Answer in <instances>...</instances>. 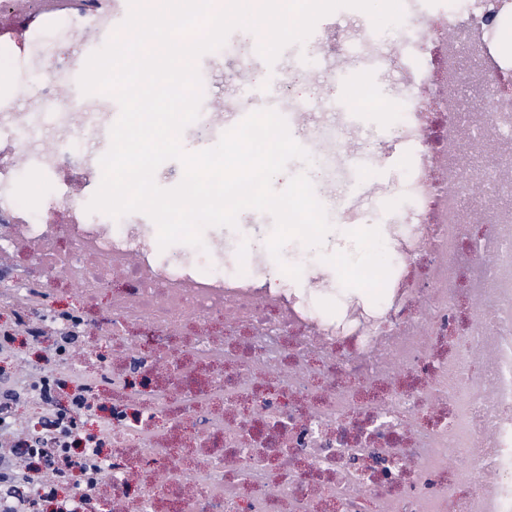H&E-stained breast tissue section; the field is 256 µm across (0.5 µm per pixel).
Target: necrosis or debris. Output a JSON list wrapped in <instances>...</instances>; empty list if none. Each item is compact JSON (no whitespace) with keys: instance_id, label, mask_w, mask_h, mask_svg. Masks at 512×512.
I'll return each instance as SVG.
<instances>
[{"instance_id":"1","label":"necrosis or debris","mask_w":512,"mask_h":512,"mask_svg":"<svg viewBox=\"0 0 512 512\" xmlns=\"http://www.w3.org/2000/svg\"><path fill=\"white\" fill-rule=\"evenodd\" d=\"M128 11V0H89L81 22L107 34ZM466 12V33L448 0L405 19L418 59L410 93L379 106L399 115L403 179L372 183L401 204L393 260L359 270L378 302L347 299L334 313L319 302L339 254L303 260L297 281L241 262L263 252L267 213H251L236 247L215 228L201 255L159 249L145 213L87 212L120 113L113 97L71 94L60 75L43 78L25 111L0 92V251L19 233L41 246L0 289V306L84 340L77 360L59 343L31 392L26 448L41 462L72 457L76 438L99 449L98 492L82 512L112 500L123 512H512V182L500 176L512 169V88L484 113L460 105L468 65L503 75L495 40L512 0H466ZM73 27L71 12L59 13L20 56L0 36V56L33 70ZM254 45L230 33L202 81L228 59L254 68ZM287 96L282 79L226 111L204 95L181 145L213 146ZM288 127L316 159L315 193L326 199L348 156V117H292ZM27 128L46 129L55 150L22 149ZM474 143L495 167L468 162ZM27 173L51 197L36 216L18 193ZM55 275L81 284V308L53 307ZM109 284V314L87 320ZM76 396L91 427L72 426Z\"/></svg>"}]
</instances>
